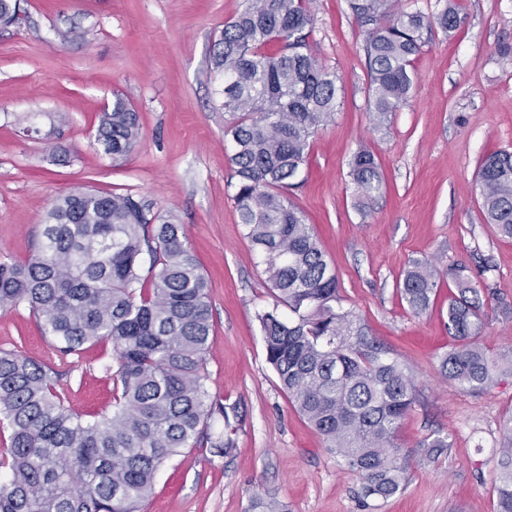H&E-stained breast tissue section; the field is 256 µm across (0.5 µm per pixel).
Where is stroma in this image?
I'll return each mask as SVG.
<instances>
[{
  "mask_svg": "<svg viewBox=\"0 0 512 512\" xmlns=\"http://www.w3.org/2000/svg\"><path fill=\"white\" fill-rule=\"evenodd\" d=\"M453 4V35L433 29L415 59L410 97L382 126L368 109L365 28L348 0H311L313 53L334 72L340 105L310 140L290 199L336 271L344 309L405 363L417 388L396 442L409 454L405 489L364 504L359 478L294 410L266 360L259 315L273 298L232 200V142L224 135V76L213 56L243 0H20V26L0 27V262L25 260L60 191L132 192L184 224L208 283L214 334L204 385L238 404L231 454L185 448L157 473L141 512H250L273 497L288 512H495L503 424L512 415V369L474 393L440 373L452 347L440 277L428 311L414 315L397 284L414 261L464 268L480 290L493 356L512 353V239L485 222L476 173L487 153L512 152V0H399L426 14ZM79 38H72V31ZM139 115L141 138L121 165L94 143L115 94ZM362 148L384 179L370 212L356 206L349 163ZM0 350L53 368L65 406L109 409L104 341L64 356L27 308L0 310ZM448 448L427 462L430 435Z\"/></svg>",
  "mask_w": 512,
  "mask_h": 512,
  "instance_id": "35a3bbf8",
  "label": "stroma"
}]
</instances>
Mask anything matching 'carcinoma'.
<instances>
[{
    "label": "carcinoma",
    "instance_id": "cac0c4a2",
    "mask_svg": "<svg viewBox=\"0 0 512 512\" xmlns=\"http://www.w3.org/2000/svg\"><path fill=\"white\" fill-rule=\"evenodd\" d=\"M349 7L369 26V111L383 123L409 96L412 63L428 32L457 30L459 13L448 6L436 16L395 10L392 0H349ZM18 20L12 0H0V24ZM313 22L309 0H243L224 23L215 66L224 70L225 135L234 146L232 199L275 298L259 321L282 390L327 450L358 475L363 498L384 501L407 482L409 455L395 434L416 385L342 309L336 271L287 196L298 186L310 138L338 104L336 75L306 41ZM139 135L138 113L118 97L103 111L95 142L117 162ZM350 177L364 214L383 187L372 152L354 155ZM477 180L486 222L512 238V152L484 156ZM448 276L456 288L447 324L455 345L441 359V374L484 391L496 365L478 342L479 290L458 270ZM439 277L428 261L406 272L399 294L414 315L429 308ZM207 288L184 225L151 214L136 195L70 190L52 199L28 258L0 262V308L27 307L65 356L112 342L115 365L105 370L116 391L112 412L85 419L64 406L56 372L21 351L0 350V421L11 429L0 512H139L158 470L180 449L232 451L242 414L237 404L210 398L203 383L212 332ZM213 417L224 421L215 438L199 429ZM505 428L496 512H512V417ZM420 447L434 460L448 441L429 436Z\"/></svg>",
    "mask_w": 512,
    "mask_h": 512
}]
</instances>
